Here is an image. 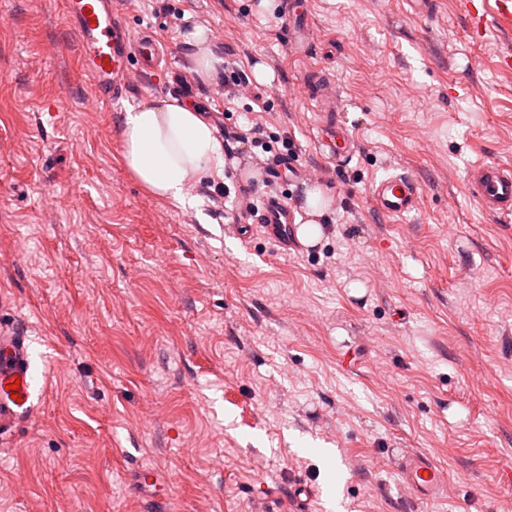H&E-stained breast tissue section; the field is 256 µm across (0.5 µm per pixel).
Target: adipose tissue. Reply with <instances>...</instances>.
<instances>
[{"label":"adipose tissue","instance_id":"obj_1","mask_svg":"<svg viewBox=\"0 0 512 512\" xmlns=\"http://www.w3.org/2000/svg\"><path fill=\"white\" fill-rule=\"evenodd\" d=\"M122 142L134 177L167 200H182L188 183L223 163L214 127L198 109L174 100L157 99L126 113Z\"/></svg>","mask_w":512,"mask_h":512}]
</instances>
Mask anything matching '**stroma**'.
<instances>
[{
  "mask_svg": "<svg viewBox=\"0 0 512 512\" xmlns=\"http://www.w3.org/2000/svg\"><path fill=\"white\" fill-rule=\"evenodd\" d=\"M292 47L281 0H122L201 89L209 121L282 134L303 177L259 187L305 217L323 167L302 84L326 70L356 149L324 185L320 235L280 251L228 226L256 165L160 199L122 156L126 112L167 97L137 80L98 100L62 0H0V327L27 322L45 395L0 446V512H501L512 501V222L483 214L466 176L512 167V70L495 25L462 0H306ZM202 31L203 43L191 34ZM212 67L201 71L199 53ZM272 78L254 80L256 64ZM247 97L210 91L225 69ZM405 172L417 211L388 217L375 180ZM430 458L435 499L409 491L391 449ZM152 484H138L142 470ZM322 501L297 494L298 482ZM468 25L476 38L483 36L487 24V9L485 0H467Z\"/></svg>",
  "mask_w": 512,
  "mask_h": 512,
  "instance_id": "1",
  "label": "stroma"
}]
</instances>
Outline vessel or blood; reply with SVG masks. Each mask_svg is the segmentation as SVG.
<instances>
[{
  "label": "vessel or blood",
  "mask_w": 512,
  "mask_h": 512,
  "mask_svg": "<svg viewBox=\"0 0 512 512\" xmlns=\"http://www.w3.org/2000/svg\"><path fill=\"white\" fill-rule=\"evenodd\" d=\"M487 0H467L468 25L474 37H482L488 17H495L504 32L512 31V0H494V11H487ZM64 10L78 37L85 73L101 101L117 104L126 99L135 78H154L161 72L166 50L151 31L132 34L115 0H64ZM282 18L294 47L309 39L310 18L297 0H284ZM305 85L311 86L319 121L327 126L331 141L328 158L345 162L352 148L346 125L337 123L340 96L328 78L308 72ZM468 190L488 216L500 221L512 219V168L498 162H483L467 173ZM371 197L378 211L401 216L418 210L421 189L410 175L399 174L375 182ZM262 235L283 249L296 247V216L285 197L262 198L252 215ZM19 382L18 391L8 385ZM43 396L31 374V355L25 334L0 329V440L9 437L15 426L28 419L35 400ZM403 476L418 494L430 498L441 483L435 464L416 455L405 461Z\"/></svg>",
  "instance_id": "b4317fda"
}]
</instances>
